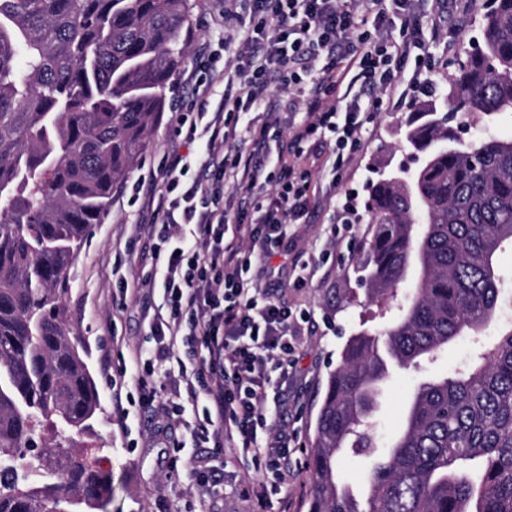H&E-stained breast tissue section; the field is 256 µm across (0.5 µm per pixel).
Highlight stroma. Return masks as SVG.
<instances>
[{"mask_svg": "<svg viewBox=\"0 0 512 512\" xmlns=\"http://www.w3.org/2000/svg\"><path fill=\"white\" fill-rule=\"evenodd\" d=\"M483 0H420L419 8L438 20L440 41L435 51L432 74L439 90H447L454 63L481 43L479 21ZM188 23L181 32L187 49L170 77L166 107L149 137V145L115 188L104 216L91 225L70 270L64 296L68 319L81 341L80 355L99 390L100 403L91 431L81 435L84 443L100 448L102 466L112 473L109 512H198L197 491L190 475L192 459L209 460L211 451L174 453L173 441L165 431L169 420L130 413L126 426H119L108 381L136 347L150 348L154 342L137 308H120L121 279L149 272V240H132V227L149 224L153 213L144 199L134 197L133 185L164 163L173 148L197 154L199 143H186L179 132L176 115L185 111L192 85L185 78L194 71L208 76L210 69L224 65V0H188ZM415 104L396 111L374 113L367 125L361 149L343 169L336 187L337 199L352 196L355 210L351 226L337 243L330 258L320 254L330 232L327 205L307 216L304 223L288 227L281 251L270 263L254 260L251 273L266 284V268L282 267L283 283L275 293L295 310H309L312 321L297 341L295 366L286 381L274 384L273 396L280 404L276 425L296 438L288 454V480L280 495L259 505L247 491L262 480L252 463L241 462L224 469V493L215 498L217 512H308L311 488L306 464L314 436L316 416L325 392L328 374L342 359L347 341L355 334H384L401 316V307L413 293L414 276H407L389 304L373 300L365 283L363 267L373 226L365 210L367 188L380 174L392 173L410 163L404 140L406 122ZM315 265L316 273L304 287H294L298 273L296 257ZM497 324H490L479 337H461L450 342L438 359L417 370L393 368L390 380L378 399L374 417L380 441L392 438L404 420L406 405L418 384L434 376L453 375L474 356L477 343L493 344Z\"/></svg>", "mask_w": 512, "mask_h": 512, "instance_id": "stroma-1", "label": "stroma"}]
</instances>
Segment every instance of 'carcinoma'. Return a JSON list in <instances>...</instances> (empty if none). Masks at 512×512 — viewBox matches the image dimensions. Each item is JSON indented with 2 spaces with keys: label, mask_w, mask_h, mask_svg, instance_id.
Here are the masks:
<instances>
[{
  "label": "carcinoma",
  "mask_w": 512,
  "mask_h": 512,
  "mask_svg": "<svg viewBox=\"0 0 512 512\" xmlns=\"http://www.w3.org/2000/svg\"><path fill=\"white\" fill-rule=\"evenodd\" d=\"M187 0H0V512H105L112 473L77 447L99 405L63 296L80 243L147 149L185 54ZM483 48L406 142L413 183H373L370 294L415 263L408 308L384 347L353 337L328 377L306 476L309 512H512V325L453 377L418 384L383 451L376 396L391 365L416 368L495 321V259L512 243V0L482 17ZM463 112L485 128L462 143ZM422 225L414 233V225ZM371 459L366 491L336 480L341 454Z\"/></svg>",
  "instance_id": "carcinoma-1"
}]
</instances>
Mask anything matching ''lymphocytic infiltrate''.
I'll list each match as a JSON object with an SVG mask.
<instances>
[{
	"mask_svg": "<svg viewBox=\"0 0 512 512\" xmlns=\"http://www.w3.org/2000/svg\"><path fill=\"white\" fill-rule=\"evenodd\" d=\"M393 17L401 36L388 27ZM224 19L237 23L234 48L209 79L224 94L215 111L197 110L186 133L203 155L193 169L171 152L153 176L164 185L146 229L154 269L130 295L155 346L136 350L111 385H133L141 413L174 415L175 451L209 444L224 463L250 460L264 474L251 489L263 503L288 477L290 441L269 420L268 389L292 369L301 324L250 276L251 259L275 255L318 183L360 146L372 113L436 87L417 75L433 65L417 0H224ZM410 57L417 72L407 76ZM344 85L354 92L342 103ZM273 128L287 131L288 146L271 155ZM158 367L173 381L165 397Z\"/></svg>",
	"mask_w": 512,
	"mask_h": 512,
	"instance_id": "f902f5d3",
	"label": "lymphocytic infiltrate"
}]
</instances>
